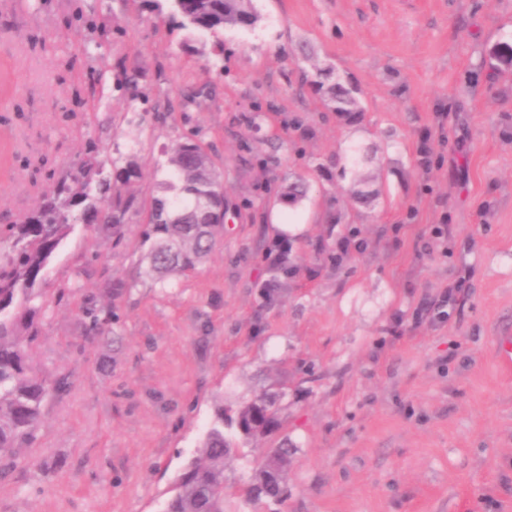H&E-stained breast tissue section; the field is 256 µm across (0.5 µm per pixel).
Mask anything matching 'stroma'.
<instances>
[{"label": "stroma", "instance_id": "1", "mask_svg": "<svg viewBox=\"0 0 512 512\" xmlns=\"http://www.w3.org/2000/svg\"><path fill=\"white\" fill-rule=\"evenodd\" d=\"M224 51L135 0H0V225L36 208L49 158L84 147L64 114L62 51L111 17L105 56L140 74L89 133L105 159L135 151L157 190L163 148L195 134L223 171L214 251L163 289L126 247L84 229L50 266L32 366L68 375L41 407L38 441L0 482V512H162L216 403L285 392L295 446L282 512H512V0H254ZM51 35L56 50L27 38ZM355 89L334 112L323 85ZM213 94L186 105L191 89ZM171 107L164 123L143 113ZM310 185L289 204L294 179ZM301 224L270 265L278 225ZM125 280L119 345L83 339L76 308ZM446 317H439V305ZM113 356L112 370L98 362Z\"/></svg>", "mask_w": 512, "mask_h": 512}]
</instances>
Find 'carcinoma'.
<instances>
[{
  "label": "carcinoma",
  "mask_w": 512,
  "mask_h": 512,
  "mask_svg": "<svg viewBox=\"0 0 512 512\" xmlns=\"http://www.w3.org/2000/svg\"><path fill=\"white\" fill-rule=\"evenodd\" d=\"M140 7L167 13L168 21L199 40L214 38L213 47L224 52L220 35L227 27L252 28L259 20L252 0H140ZM91 59L73 87L68 112H81L91 120L103 103L112 66L104 55L75 47ZM338 113L360 111L353 91L341 83L327 90ZM100 140L87 138L76 171L59 178L51 195L19 224L0 229V243L9 250L0 255V482L17 466L16 449L35 444L42 403L63 395L71 387L67 376L54 379L35 370L27 350L42 335L49 301L42 288L49 265L77 226L105 232L118 248L125 244L127 225L145 217L141 231L139 274L162 287L179 278L211 253L224 233L225 211L222 173L203 142L193 135L165 150L167 178L158 193L146 201L138 184L142 170L136 156L111 160L104 169ZM107 301L86 296L80 312L86 338L114 334L118 323L115 301L130 294L121 279L106 277ZM283 395L265 394L244 401L228 414L216 406L213 419L195 455L177 477L164 512H227L224 462L240 456L245 472L239 488L246 503L265 502L268 512H281L288 494V466L293 449L288 437L267 449L260 461L247 458L241 449L276 432Z\"/></svg>",
  "instance_id": "1"
}]
</instances>
